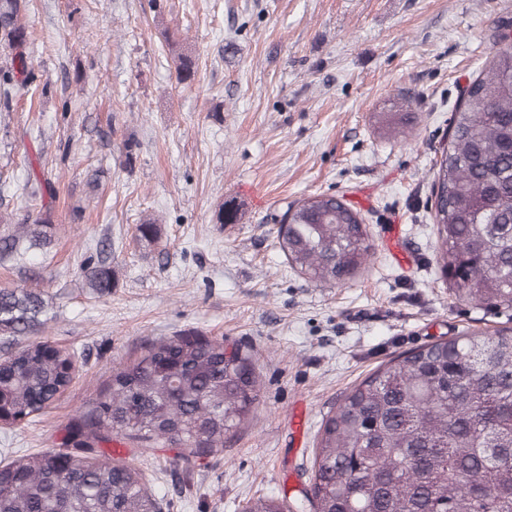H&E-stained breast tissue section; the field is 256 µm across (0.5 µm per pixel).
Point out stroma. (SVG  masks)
Returning a JSON list of instances; mask_svg holds the SVG:
<instances>
[{"label": "stroma", "instance_id": "1", "mask_svg": "<svg viewBox=\"0 0 512 512\" xmlns=\"http://www.w3.org/2000/svg\"><path fill=\"white\" fill-rule=\"evenodd\" d=\"M25 22L35 80L51 91L0 112V234L41 189L30 173L57 196L46 244L0 259V289L40 291L38 340L80 359L59 400L0 428V461L59 445L113 366L194 333L251 352L259 400L223 451L188 464L159 444L145 452L149 488L163 512L291 500L310 485L323 416L371 372L423 343L512 324L451 292L430 211L450 120L512 37V0H29ZM166 28L196 58L191 83L176 81ZM383 112L413 113L408 145L380 136ZM323 192L361 210L372 246L339 284L291 269L277 244L287 206ZM227 203L241 223H217ZM148 218L153 243L137 237ZM393 232L407 265L387 248ZM104 241L102 293L87 269Z\"/></svg>", "mask_w": 512, "mask_h": 512}]
</instances>
